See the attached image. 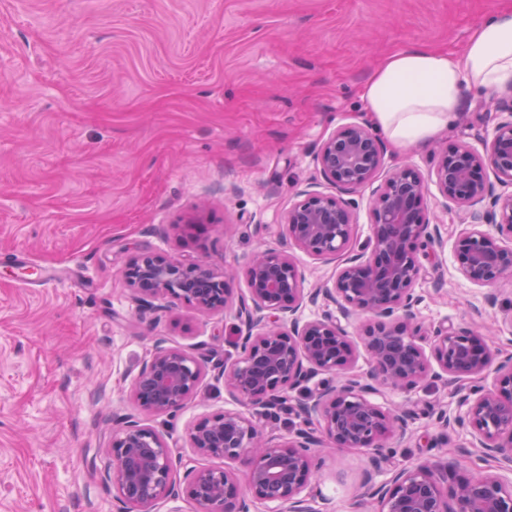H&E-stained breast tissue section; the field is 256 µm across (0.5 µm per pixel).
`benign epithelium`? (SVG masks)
<instances>
[{
    "mask_svg": "<svg viewBox=\"0 0 512 512\" xmlns=\"http://www.w3.org/2000/svg\"><path fill=\"white\" fill-rule=\"evenodd\" d=\"M499 120L478 139L435 154L429 174L412 163L389 170L375 191L371 235L356 244L353 209L344 195L372 185L384 164L380 140L363 123L338 127L316 153L320 179L336 189L328 196L307 190L288 208L284 237L297 250L319 259H339L332 286L305 291L295 257L264 249L247 262V291L234 301L229 270L185 263L161 253H144L127 264L124 280L146 312L160 302L179 301L203 315L234 310L242 326L235 358L218 376L239 408L199 418L190 428V447L224 460V467H187L152 428L124 417L112 432L109 464L101 479L112 484L118 512H151L160 500L186 494L196 512H318L313 487L317 449H360L372 473L363 487L379 512H512V482L496 473L460 476L453 463L395 468L387 448L410 436L412 413L378 403L387 389L411 393L440 381L461 394L463 415L438 413L448 430L466 429L470 447L512 471V356L496 360L487 337L495 324L425 328L418 321L415 284L423 269L418 251L443 246L448 228L425 199L434 185L445 207L464 214L469 229L459 234L458 271L470 284L491 287L512 279V102L491 99ZM501 191L493 192V184ZM490 200V207L477 205ZM325 310L304 316L307 305ZM360 325L369 370L353 371L357 346L348 328ZM207 355L156 340L135 375L131 397L154 412L172 414L197 393ZM318 384L305 385L317 376ZM492 378L489 388L465 386ZM307 389L297 414L306 427L288 436L262 432L241 408L272 413L284 393ZM386 470L380 485L373 473Z\"/></svg>",
    "mask_w": 512,
    "mask_h": 512,
    "instance_id": "benign-epithelium-1",
    "label": "benign epithelium"
}]
</instances>
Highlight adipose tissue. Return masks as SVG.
Returning <instances> with one entry per match:
<instances>
[{
  "mask_svg": "<svg viewBox=\"0 0 512 512\" xmlns=\"http://www.w3.org/2000/svg\"><path fill=\"white\" fill-rule=\"evenodd\" d=\"M512 82V6L496 8L461 54L414 47L389 55L362 91L365 119L394 146L429 144L454 129L467 92Z\"/></svg>",
  "mask_w": 512,
  "mask_h": 512,
  "instance_id": "1",
  "label": "adipose tissue"
}]
</instances>
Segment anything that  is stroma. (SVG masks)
<instances>
[{"label": "stroma", "instance_id": "obj_1", "mask_svg": "<svg viewBox=\"0 0 512 512\" xmlns=\"http://www.w3.org/2000/svg\"><path fill=\"white\" fill-rule=\"evenodd\" d=\"M500 0H0V512H116L100 479L112 419L132 416L183 463L222 461L190 448L187 430L232 401L206 370L174 414L137 404L129 389L155 338L216 360L234 351L233 312L179 303L141 314L120 271L144 252L221 270L282 248L284 217L318 187L316 152L359 121L368 77L390 54L425 46L460 53ZM495 114L466 97L441 146L476 142ZM448 243L423 257V322L467 326L512 316V285L488 289L458 272L464 229L438 193ZM413 409L412 436L391 448L406 467L453 460L496 470L467 430L442 431L435 411L464 414L432 384L385 391ZM321 512H374L357 449L321 452Z\"/></svg>", "mask_w": 512, "mask_h": 512}]
</instances>
